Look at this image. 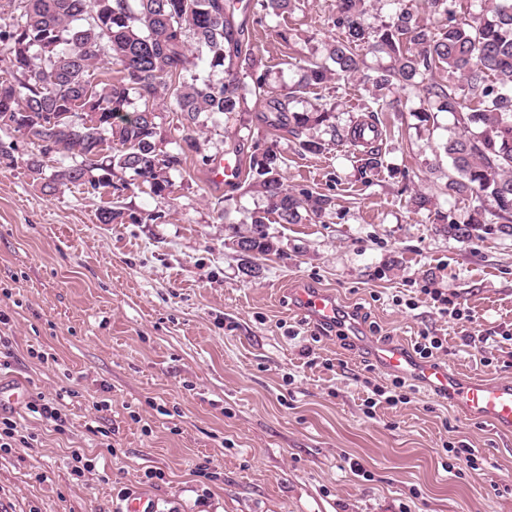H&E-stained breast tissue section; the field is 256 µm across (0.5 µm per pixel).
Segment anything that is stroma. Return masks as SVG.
<instances>
[{"label": "stroma", "instance_id": "35a3bbf8", "mask_svg": "<svg viewBox=\"0 0 512 512\" xmlns=\"http://www.w3.org/2000/svg\"><path fill=\"white\" fill-rule=\"evenodd\" d=\"M335 11V0H302L256 27L252 58L269 90L299 85L300 60H324L343 39ZM359 54L358 74L303 90V107L333 103L342 126L364 118L365 77L389 60ZM388 97L372 171L347 143L302 150L263 123L252 97L230 120L195 128L202 153L245 165L277 146L289 187L332 199L320 218L272 225L279 251L253 258L250 274L228 227H245L262 197L212 185L199 155L165 198L134 185L118 197L51 194L25 164L0 166V336L13 351L0 382L69 394L62 434L14 410L33 440L0 452V512H120L123 490L155 512H512V434L421 384L408 402L365 413L370 384L393 377L374 347H410L424 332L445 337L452 370L512 379V339L462 341L512 332V231L472 223L471 198L446 193L438 145L452 116L426 125L419 95ZM419 195L429 208L416 207ZM104 206L143 221L99 223ZM444 215L457 234L441 232ZM298 287L332 292L344 324L304 315ZM432 288L466 319L441 313ZM103 399L110 409H97ZM448 444L478 450L482 469L449 473ZM74 448L93 470L76 472ZM352 458L371 480L350 471ZM202 464L213 480L196 476Z\"/></svg>", "mask_w": 512, "mask_h": 512}]
</instances>
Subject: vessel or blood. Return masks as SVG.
<instances>
[{"mask_svg": "<svg viewBox=\"0 0 512 512\" xmlns=\"http://www.w3.org/2000/svg\"><path fill=\"white\" fill-rule=\"evenodd\" d=\"M211 182L222 185L237 181L240 167L232 158L213 162ZM302 311L311 319L333 325L342 315L335 298L315 288L298 291ZM377 360L388 371L413 376L437 394L453 401L468 417L484 420L504 433H512V381H487L464 377L444 366L417 359L407 348L383 344L376 348Z\"/></svg>", "mask_w": 512, "mask_h": 512, "instance_id": "obj_1", "label": "vessel or blood"}]
</instances>
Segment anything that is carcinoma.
Wrapping results in <instances>:
<instances>
[{"instance_id":"1","label":"carcinoma","mask_w":512,"mask_h":512,"mask_svg":"<svg viewBox=\"0 0 512 512\" xmlns=\"http://www.w3.org/2000/svg\"><path fill=\"white\" fill-rule=\"evenodd\" d=\"M300 0H0V51L7 56L0 68V131L28 137L36 152L25 160L36 178L44 159L58 154L60 165L42 182L54 192L60 186L97 193L122 192L126 183L112 182L114 171L155 196L171 193L172 173L182 159L199 153L197 139L185 133L170 140L160 137L157 112L169 107L186 127L200 117L227 119L245 109L238 74L250 60V23L279 16ZM449 0H428L444 23L420 21L395 0V12L378 29L364 26V0H336L333 24L345 39L331 44L332 70L317 60L301 66V87H317L332 76L350 77L359 71L358 49L367 44L386 54L390 64L371 78L374 88L396 86L422 93L427 107L416 117L422 123L446 112L455 120L440 144L451 163L446 190L469 195L477 202V224H512V0H482L481 16L471 23L448 20ZM208 75L192 71L195 59ZM117 66L115 82L91 81L99 66ZM448 69L463 77L467 95L453 85L431 81L433 70ZM251 93L264 101L269 126L299 137L323 126L330 142L347 140L365 148V165L381 164L377 141H361L362 131H381L375 113L386 104L374 98L368 119L341 132L335 105L316 112L296 111L300 96L290 88L280 95L266 90L255 78ZM98 113L88 126L83 116ZM283 158L272 149L253 159L252 187L264 207L250 213L245 230L233 228L235 243L247 256L278 250L272 224H299L301 210L319 215L330 200L307 192L295 194L282 181ZM102 209L97 220L112 224L125 216ZM129 220L141 221L130 213Z\"/></svg>"}]
</instances>
